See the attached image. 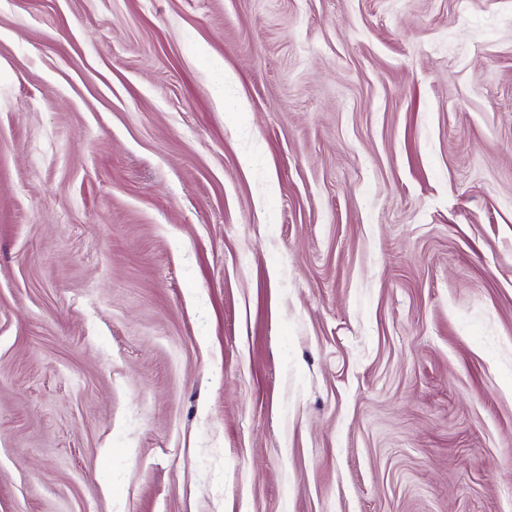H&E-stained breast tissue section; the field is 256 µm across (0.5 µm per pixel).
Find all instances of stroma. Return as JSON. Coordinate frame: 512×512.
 <instances>
[{"label":"stroma","mask_w":512,"mask_h":512,"mask_svg":"<svg viewBox=\"0 0 512 512\" xmlns=\"http://www.w3.org/2000/svg\"><path fill=\"white\" fill-rule=\"evenodd\" d=\"M0 512H512V0H0Z\"/></svg>","instance_id":"35a3bbf8"}]
</instances>
